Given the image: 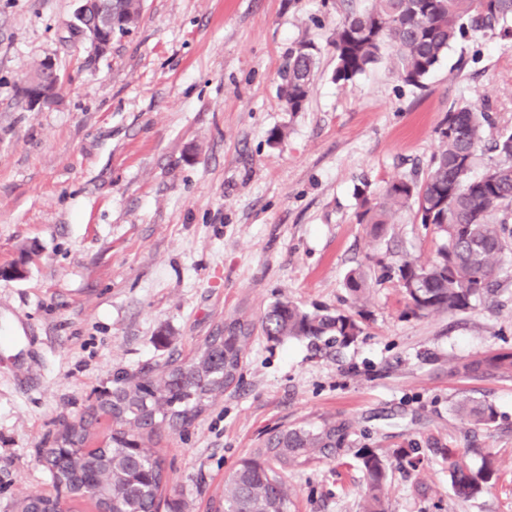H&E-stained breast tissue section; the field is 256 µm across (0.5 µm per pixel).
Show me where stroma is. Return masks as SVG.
<instances>
[{
    "mask_svg": "<svg viewBox=\"0 0 512 512\" xmlns=\"http://www.w3.org/2000/svg\"><path fill=\"white\" fill-rule=\"evenodd\" d=\"M369 0H142L133 31L103 56L73 37L76 0H0V512L59 492L41 463L64 423L121 379L161 378L218 325L251 321L239 384L192 425L163 429L160 512H213L224 479L270 433L352 423L332 460L289 470L291 512H360L356 454L385 452L387 512H512V378H468L456 363L512 349V255L500 290L467 310L411 314L403 260L432 262L434 225L400 212L381 237L360 224L362 195L424 176L450 107L488 112L482 139L512 129V43L469 32L422 87L389 62L339 85L330 47ZM320 50L303 111L281 74L296 41ZM52 57L64 83L38 112L21 99L32 65ZM279 139H272V132ZM355 269L371 288L350 343L274 342L260 323L286 298L352 311ZM474 399L479 428L454 410ZM496 473L454 495L447 451ZM456 416L471 425H487L494 419V409L491 405L468 399L461 402L455 409Z\"/></svg>",
    "mask_w": 512,
    "mask_h": 512,
    "instance_id": "1",
    "label": "stroma"
}]
</instances>
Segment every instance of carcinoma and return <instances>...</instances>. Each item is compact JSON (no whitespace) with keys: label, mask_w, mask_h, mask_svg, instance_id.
I'll return each instance as SVG.
<instances>
[{"label":"carcinoma","mask_w":512,"mask_h":512,"mask_svg":"<svg viewBox=\"0 0 512 512\" xmlns=\"http://www.w3.org/2000/svg\"><path fill=\"white\" fill-rule=\"evenodd\" d=\"M115 13H141V0H108ZM512 17V0H371L368 10L346 17L336 27L331 47L333 79L348 83L379 63L385 47L393 48L392 69L406 85L420 87L448 47L470 30L503 33ZM319 49L302 39L288 55L281 97L288 111L304 110L317 71ZM489 115L472 106L451 108L439 129L440 149L423 179L399 178L386 184L382 200L370 204L359 221L376 236L396 213L411 204L421 224H432L445 239L429 265L405 260L399 267L410 312L453 314L497 291L504 258L512 253V231L499 212L512 213V132L495 142L496 159L482 176L471 175ZM346 286L355 313L305 310L285 299L274 302L261 318L268 339H306L315 344L329 336L352 342L362 333L367 274L353 271ZM252 325L233 319L217 327L182 361L165 365L162 381L150 377L124 380L85 417L66 425L44 465L56 487L71 502L91 512H158L164 485L161 460L151 450V437L163 427L177 430L191 424L215 397L239 381ZM453 371L481 378H511L512 351L501 350L458 363ZM471 425L494 419L491 405L468 399L455 409ZM107 421L101 441L93 430ZM351 423L328 420L318 427H286L266 438L224 481V499L217 512H291L293 502L283 472L315 460L331 459L346 447ZM464 452L448 450L453 492L470 499L481 493L493 474L484 461L474 473L462 461ZM366 480L363 512H385L381 497L387 479L383 456L366 450L358 455Z\"/></svg>","instance_id":"1"}]
</instances>
